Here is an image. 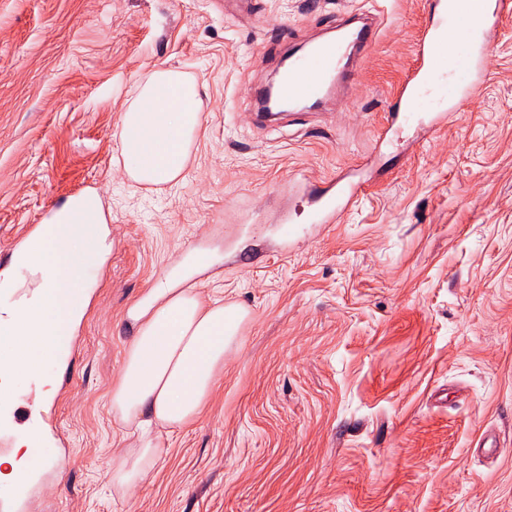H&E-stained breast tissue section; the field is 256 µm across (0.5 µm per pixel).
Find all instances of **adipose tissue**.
I'll return each mask as SVG.
<instances>
[{
    "label": "adipose tissue",
    "instance_id": "ef3b65f1",
    "mask_svg": "<svg viewBox=\"0 0 512 512\" xmlns=\"http://www.w3.org/2000/svg\"><path fill=\"white\" fill-rule=\"evenodd\" d=\"M197 86L182 72L156 71L121 116V163L139 184L163 185L182 173L200 127ZM110 249L109 229L97 193L71 196L17 252L4 276L32 291L19 300L0 299V390L22 377L45 374L57 348L85 315L95 282L89 272ZM135 336L112 390V417L136 447L112 453L113 490L151 481L160 459L157 434L193 424L211 397L224 357L249 317L245 308L195 289L161 282L134 306Z\"/></svg>",
    "mask_w": 512,
    "mask_h": 512
}]
</instances>
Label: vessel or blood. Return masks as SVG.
I'll list each match as a JSON object with an SVG mask.
<instances>
[{"label": "vessel or blood", "mask_w": 512, "mask_h": 512, "mask_svg": "<svg viewBox=\"0 0 512 512\" xmlns=\"http://www.w3.org/2000/svg\"><path fill=\"white\" fill-rule=\"evenodd\" d=\"M511 13L512 0H431L415 42L413 64L391 97L374 154L319 182L305 176L289 178V193L303 199L307 208L300 211L288 204L280 209L277 222L284 251L293 249L295 224L318 230L342 222L361 200L377 152L405 127L414 123L424 135H433L482 95L490 74L488 47L503 17ZM380 29L375 16L358 23L336 19L328 27V37L307 44L302 52L289 53L276 88L257 90L258 111H265L269 97L281 112L318 107L335 89L352 81L358 60L376 44ZM18 483V488L0 491V512H25L22 502L32 485L30 474H22Z\"/></svg>", "instance_id": "b4317fda"}]
</instances>
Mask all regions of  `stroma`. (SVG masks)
I'll list each match as a JSON object with an SVG mask.
<instances>
[{"label": "stroma", "mask_w": 512, "mask_h": 512, "mask_svg": "<svg viewBox=\"0 0 512 512\" xmlns=\"http://www.w3.org/2000/svg\"><path fill=\"white\" fill-rule=\"evenodd\" d=\"M0 0V251L80 192L110 229L68 366L46 398L47 495L28 512H512V18L490 45L483 95L447 127L386 153L358 205L284 254L272 228L289 175L325 178L373 148L413 62L426 0ZM371 12L383 36L350 84L278 126L252 120L289 28L323 34ZM159 69L191 77L201 127L177 182L124 173L120 118ZM250 312L199 419L161 431L154 479L112 492L133 446L109 395L132 307L172 278Z\"/></svg>", "instance_id": "35a3bbf8"}]
</instances>
